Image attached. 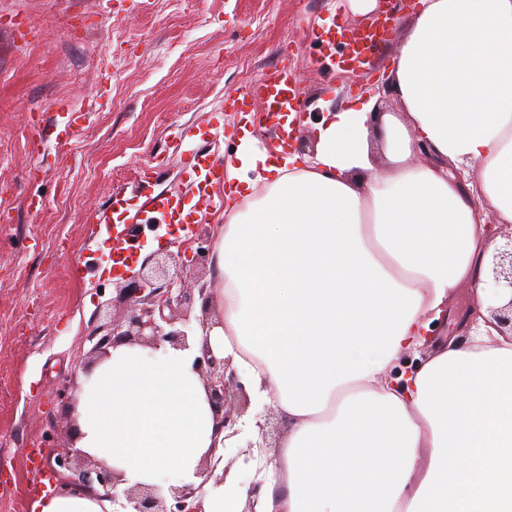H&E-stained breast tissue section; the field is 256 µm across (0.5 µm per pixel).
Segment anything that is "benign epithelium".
I'll return each instance as SVG.
<instances>
[{
	"instance_id": "1",
	"label": "benign epithelium",
	"mask_w": 512,
	"mask_h": 512,
	"mask_svg": "<svg viewBox=\"0 0 512 512\" xmlns=\"http://www.w3.org/2000/svg\"><path fill=\"white\" fill-rule=\"evenodd\" d=\"M502 238V244L495 248L491 257L486 280L487 288L496 295L507 291L512 293V232L502 235ZM193 243L197 247L189 249L183 247L181 241H175L178 253L165 254L150 270H140L128 277L124 285L116 288L117 295L112 298V307L126 311L124 320L114 319L91 330L87 341L92 343V348L85 371H90L97 360L107 354V349L118 343H135L153 348L163 343L176 348L188 347L185 326L190 317L187 308L190 299L177 288L184 276L181 251L191 252L188 262L194 265L207 263L212 248L209 229L196 230ZM490 312L501 331L512 334V298L504 305L490 308ZM195 366L206 380L218 423L222 428L231 430L230 436H235L237 431L233 427L237 418L251 405L249 395L245 390H240L242 406L237 416L230 415L226 410V393L234 374L228 373V362L214 357L205 344L201 356L196 358ZM55 432V426H50L42 441L44 446L51 448L53 470L59 478H68L74 484L89 489L96 484L103 487L112 501L124 498L120 506L125 512H199V505L188 502L195 494V489L190 486L175 490L174 504L170 506L153 485H136L117 492L121 479L112 469L92 461L71 445H55Z\"/></svg>"
}]
</instances>
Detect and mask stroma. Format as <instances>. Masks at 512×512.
Here are the masks:
<instances>
[{
    "label": "stroma",
    "instance_id": "1",
    "mask_svg": "<svg viewBox=\"0 0 512 512\" xmlns=\"http://www.w3.org/2000/svg\"><path fill=\"white\" fill-rule=\"evenodd\" d=\"M134 2L117 0L102 19L71 0H0V192L12 200L0 222V512H34L26 455L50 424L70 420L54 396L57 383L81 378L86 336L127 277L105 272L101 261L97 217L113 196L139 203L143 172L159 158L155 191L190 195L184 154L170 148L184 130L194 131L192 146L210 141L235 161L239 142L230 133L238 117L222 111L224 97L282 63L301 76V140L326 110L359 95L405 117L387 80L398 37L376 47L369 74L309 68L322 30L360 23L344 15L343 0H152L145 15L135 14ZM28 21L37 29L31 50L9 35L13 23ZM103 83L108 101L68 143L58 144L49 128L31 129V114L57 101L94 104ZM37 135L39 156L29 151ZM33 195L44 200L42 215L27 207ZM471 301L469 288L456 289L425 354L458 335Z\"/></svg>",
    "mask_w": 512,
    "mask_h": 512
}]
</instances>
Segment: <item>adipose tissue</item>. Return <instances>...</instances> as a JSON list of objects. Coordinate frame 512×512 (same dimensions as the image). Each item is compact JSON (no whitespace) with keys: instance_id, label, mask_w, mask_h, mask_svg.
<instances>
[{"instance_id":"1","label":"adipose tissue","mask_w":512,"mask_h":512,"mask_svg":"<svg viewBox=\"0 0 512 512\" xmlns=\"http://www.w3.org/2000/svg\"><path fill=\"white\" fill-rule=\"evenodd\" d=\"M391 89L413 131L387 135L391 170L370 161L373 100L327 113L315 158L291 167L241 138L256 177L232 193L213 246L210 296L221 324L188 348L120 343L87 375L73 446L124 486L195 488L202 512H237L246 490L225 475L203 345L243 376L256 410L288 424L257 512H512V335L481 313L408 376L394 361L427 341L460 285L485 304L494 244L479 219L512 224V0H419L393 56ZM428 143L433 163L402 156ZM478 165V184L448 166ZM40 512H119L58 486Z\"/></svg>"}]
</instances>
